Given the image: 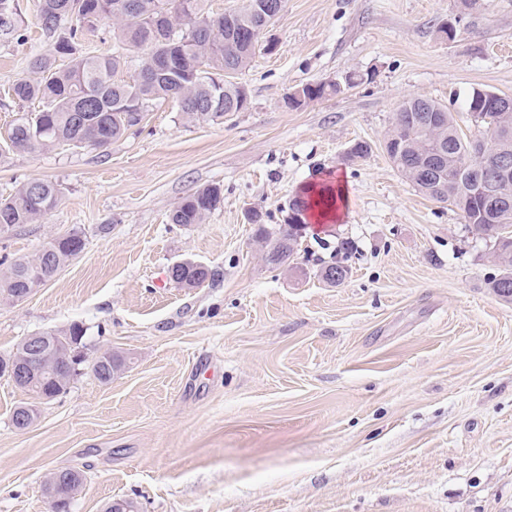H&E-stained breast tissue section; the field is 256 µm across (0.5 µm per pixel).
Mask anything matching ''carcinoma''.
<instances>
[{
    "instance_id": "obj_1",
    "label": "carcinoma",
    "mask_w": 512,
    "mask_h": 512,
    "mask_svg": "<svg viewBox=\"0 0 512 512\" xmlns=\"http://www.w3.org/2000/svg\"><path fill=\"white\" fill-rule=\"evenodd\" d=\"M42 31L54 40V49L32 59L42 77L37 82L19 79L7 96L19 105L36 101L41 108L22 112L8 128L0 151L25 153L58 146L77 149L106 148L139 126L153 101L171 97L177 111L190 122L224 120V108L245 100L244 85L223 81L224 69L232 74L246 69L255 50L240 39V32L264 22L261 13H243L228 24L224 16L206 9L205 0H38ZM112 23L110 54L81 49L87 33ZM24 20L16 0H0V48L22 40ZM137 48L142 55L127 54ZM138 76L117 80L126 70ZM500 94L474 90L464 100L467 115L491 112ZM472 140L462 132L451 108L435 100L413 96L394 113L383 149L402 177L415 189L457 210L472 234L498 245L500 274L489 287L500 299L512 301V204L498 206L490 193L498 189L497 171L502 162L512 164V130L503 132L488 149L485 162H474L470 172ZM62 192L45 180H29L13 194L0 197V234L19 224H32L58 207ZM223 202L221 189L207 186L178 203L170 223L203 224ZM321 201L301 191L292 208L310 218ZM259 237L267 241L266 260L282 266L294 249L282 250L258 219ZM84 249L82 234L47 242L31 259L20 258L0 270V296L12 299L25 288L42 287ZM346 266L331 262L320 276L331 285L341 283ZM215 272L184 268L173 282L196 288ZM56 345L43 361L41 379L23 390L34 399H51L63 393L71 380L86 368L102 384L112 382L125 367V358L107 349L87 361L82 348L85 329L74 323L54 333ZM60 479L46 483L55 512H70L83 488L82 471H58Z\"/></svg>"
}]
</instances>
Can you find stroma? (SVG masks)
<instances>
[{
    "label": "stroma",
    "mask_w": 512,
    "mask_h": 512,
    "mask_svg": "<svg viewBox=\"0 0 512 512\" xmlns=\"http://www.w3.org/2000/svg\"><path fill=\"white\" fill-rule=\"evenodd\" d=\"M25 39L0 49V133L14 81L39 80L47 53L37 0H18ZM455 22V39L439 32ZM238 73L245 111L215 124L153 103L140 130L108 148L0 157V197L59 185L61 204L0 236V263L33 257L78 229L85 246L21 302L0 298V355L39 331L83 324L84 353L126 365L91 373L14 428L29 396L0 379V512H50L54 471H83L71 512H512V302L488 286L491 242L415 190L383 137L400 103L452 105L476 88L512 95V0H285ZM360 84L292 109L312 82ZM358 141L372 151L348 161ZM332 176L346 204L312 225L288 265L266 260L247 219L277 228L280 208ZM205 223H170L205 186ZM352 242L339 285L319 275ZM191 260L216 273L197 288L167 277ZM125 364V358L107 349L96 356L86 369H90L100 383L108 384L112 381L114 373L125 367Z\"/></svg>",
    "instance_id": "1"
}]
</instances>
